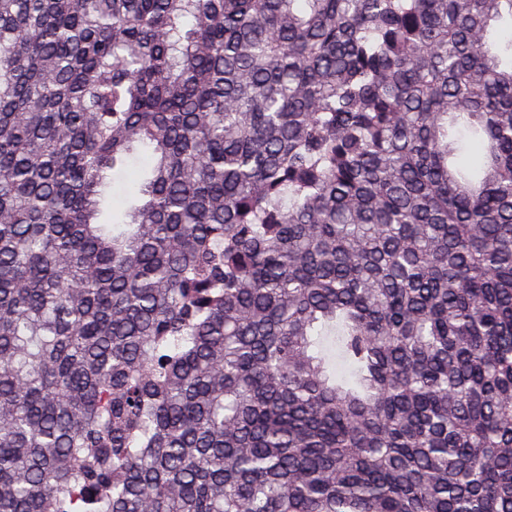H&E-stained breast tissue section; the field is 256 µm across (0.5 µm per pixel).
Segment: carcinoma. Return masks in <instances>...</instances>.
I'll use <instances>...</instances> for the list:
<instances>
[{
  "label": "carcinoma",
  "mask_w": 512,
  "mask_h": 512,
  "mask_svg": "<svg viewBox=\"0 0 512 512\" xmlns=\"http://www.w3.org/2000/svg\"><path fill=\"white\" fill-rule=\"evenodd\" d=\"M0 512H512V0H0Z\"/></svg>",
  "instance_id": "1"
}]
</instances>
